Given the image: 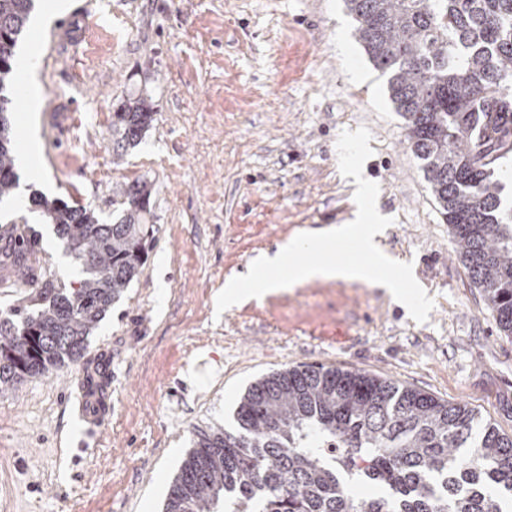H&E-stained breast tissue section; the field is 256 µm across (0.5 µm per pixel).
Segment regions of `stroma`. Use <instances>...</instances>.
<instances>
[{
    "instance_id": "35a3bbf8",
    "label": "stroma",
    "mask_w": 512,
    "mask_h": 512,
    "mask_svg": "<svg viewBox=\"0 0 512 512\" xmlns=\"http://www.w3.org/2000/svg\"><path fill=\"white\" fill-rule=\"evenodd\" d=\"M72 2L18 45L40 56L44 175L18 168L14 195L77 193L109 224L124 210L115 193L145 180L153 241L80 360L0 392V512H161L195 431L232 428L250 385L298 365L464 403L512 436V338L467 275L344 0ZM135 93L155 119L113 153V115ZM362 126L363 175L392 220L382 245L433 298L427 321L380 289L335 281L216 313L226 278L355 209L336 143ZM29 220L38 268L0 283L3 311L81 277L54 226L36 211ZM92 375L105 415L83 442Z\"/></svg>"
}]
</instances>
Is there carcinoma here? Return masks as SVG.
<instances>
[{
  "label": "carcinoma",
  "instance_id": "cac0c4a2",
  "mask_svg": "<svg viewBox=\"0 0 512 512\" xmlns=\"http://www.w3.org/2000/svg\"><path fill=\"white\" fill-rule=\"evenodd\" d=\"M34 0H0V92ZM354 37L388 75L407 143L449 224L471 282L512 336V207L492 179L512 136V0H346ZM0 95V199L16 187L15 148ZM145 98L112 122L116 148L154 121ZM121 195L123 218L32 199L82 261L77 286L47 284L0 317V390L83 357L100 318L139 273L151 187ZM237 428L195 434L164 512H508L512 437L473 409L360 371L309 365L251 385ZM377 493L358 498L354 484Z\"/></svg>",
  "mask_w": 512,
  "mask_h": 512
}]
</instances>
